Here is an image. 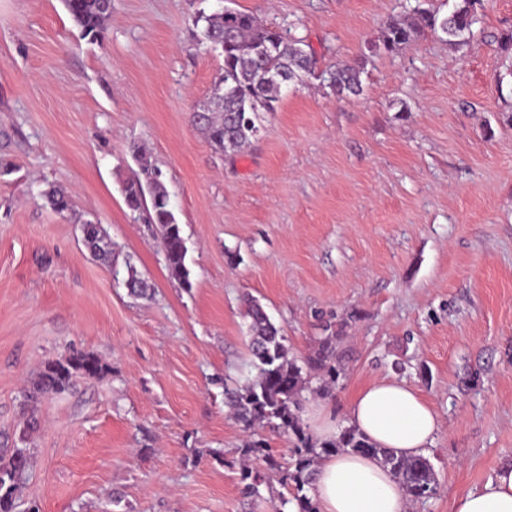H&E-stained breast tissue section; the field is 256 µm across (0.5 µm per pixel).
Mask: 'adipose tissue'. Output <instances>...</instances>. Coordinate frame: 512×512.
<instances>
[{
  "mask_svg": "<svg viewBox=\"0 0 512 512\" xmlns=\"http://www.w3.org/2000/svg\"><path fill=\"white\" fill-rule=\"evenodd\" d=\"M349 426L378 447L412 457L425 454L438 431L435 412L407 385L380 379L345 409ZM311 495L319 512H408L403 489L378 458L339 453L321 458ZM452 512H512V465L500 467L476 491L458 496Z\"/></svg>",
  "mask_w": 512,
  "mask_h": 512,
  "instance_id": "adipose-tissue-1",
  "label": "adipose tissue"
}]
</instances>
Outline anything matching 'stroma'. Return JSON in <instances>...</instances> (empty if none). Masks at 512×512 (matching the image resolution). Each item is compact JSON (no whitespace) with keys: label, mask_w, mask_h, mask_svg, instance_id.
<instances>
[{"label":"stroma","mask_w":512,"mask_h":512,"mask_svg":"<svg viewBox=\"0 0 512 512\" xmlns=\"http://www.w3.org/2000/svg\"><path fill=\"white\" fill-rule=\"evenodd\" d=\"M451 5L112 0L94 41L64 0H0V448L30 450L20 512H274L242 492L248 435L224 405L252 372L249 296L299 357L346 321L338 387L305 402L337 429L378 379L431 403L440 489L410 512H451L512 463V0H482L456 47L375 44L390 19ZM226 6L303 39L320 68L362 63V94L308 76L242 152L214 150L194 115L224 59L196 18ZM144 161L189 285L121 191ZM52 186L68 211L42 199ZM88 221L111 260L84 245ZM131 265L150 297L129 293ZM75 350L109 375L29 403L43 363Z\"/></svg>","instance_id":"stroma-1"}]
</instances>
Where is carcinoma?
Here are the masks:
<instances>
[{
	"instance_id": "carcinoma-1",
	"label": "carcinoma",
	"mask_w": 512,
	"mask_h": 512,
	"mask_svg": "<svg viewBox=\"0 0 512 512\" xmlns=\"http://www.w3.org/2000/svg\"><path fill=\"white\" fill-rule=\"evenodd\" d=\"M480 3L481 0H453L452 9L443 16L417 10L411 16L392 19L380 31L378 42L384 49L396 51L429 31L450 45L462 44L472 34ZM65 4L84 35L95 40L103 37L105 22L112 13V0H65ZM196 22L201 24L206 42L224 43V68L215 82L209 104L203 112L195 114V122L213 147L228 154L239 153L261 132V115L276 111L286 83L300 81L311 73L316 58L303 40L270 29L254 15L236 9L202 13ZM362 73L363 67L346 65L325 70L321 77L342 97L363 91ZM123 194L133 211L147 203L151 205L149 219L160 236L166 268L172 278L190 285L185 239L170 208L168 192L159 181V172L142 164L141 175L124 182ZM83 230L94 254L112 255V242L99 236L96 225L87 223ZM245 305L256 374L238 381L232 388L224 387V399L244 431L250 433L255 426L267 424L288 434L294 458L289 467L280 465L261 439L250 438L243 449L245 456L278 474L279 483L293 488L291 498H279L277 512H283L288 504L295 505L298 512H316V504L308 495L315 463L321 457L348 451L379 458L398 478L406 497L412 501L438 493L437 474L429 458L398 456L376 447L351 427L335 438L320 440L302 421L299 412L303 393L314 391L327 396L339 384L341 367L336 342L343 328L322 338L300 363L290 353L262 304L248 297ZM109 372L110 366L90 352H74L49 360L31 380V400L66 392L76 377L103 379ZM314 379L319 380L315 388ZM29 463L28 448L0 451V512H15L23 483L17 475L27 470ZM241 482L244 495L253 502L263 498V488L273 493L270 478L253 467L242 468Z\"/></svg>"
}]
</instances>
